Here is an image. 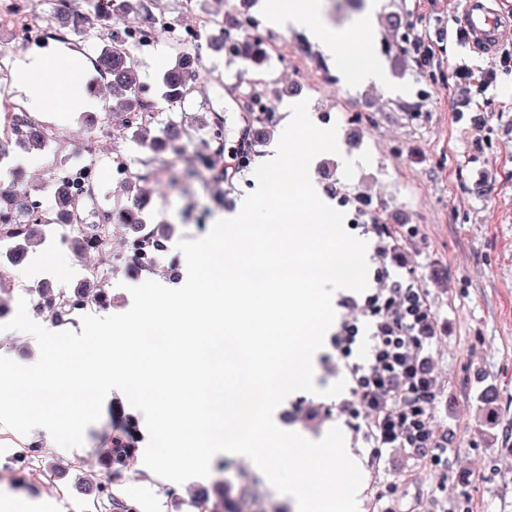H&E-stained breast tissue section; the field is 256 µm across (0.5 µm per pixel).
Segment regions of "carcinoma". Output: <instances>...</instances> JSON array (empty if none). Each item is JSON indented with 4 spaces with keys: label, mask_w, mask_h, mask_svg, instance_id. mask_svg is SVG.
<instances>
[{
    "label": "carcinoma",
    "mask_w": 512,
    "mask_h": 512,
    "mask_svg": "<svg viewBox=\"0 0 512 512\" xmlns=\"http://www.w3.org/2000/svg\"><path fill=\"white\" fill-rule=\"evenodd\" d=\"M236 56L246 61L250 66L258 68L267 60L266 51L259 42L246 40L233 47ZM174 62L162 76L164 97L170 101L186 98L192 91L194 54L182 44L174 46ZM97 73L112 80L113 96L117 100V111L120 113L153 108V105L139 96L144 86L141 72L136 61L115 47H106L101 50L93 62ZM24 131L8 139V148L21 147L27 151L39 152L48 147V140L43 133L45 126L25 117ZM244 126L241 135L232 145L222 142L217 145L212 139H206V153L198 155L201 162H206L210 156L224 154L225 147L242 153L244 151L257 156L260 148L270 136L272 124L260 116H251L243 113ZM217 126H224L223 116L218 112H196L188 117L186 112H177L168 119L162 128V135L147 144L149 156L138 160L142 174L134 176L125 182L130 203L114 209L113 222L107 225L76 224L71 228L70 240L73 249L78 252L92 251L91 242L101 241L120 232L128 242L139 244H159L168 241L172 229L164 224H150L147 222V206L150 200L149 185L155 183L156 172L154 156L169 149L177 148L183 139L190 137V131L203 132L210 135ZM55 214H78L85 210L88 204L95 203L94 195H89L85 201L78 199L73 193L69 183L63 179L54 181ZM29 208L25 196L11 191H0V240L11 241L15 246L14 262L22 261L28 249L40 245L45 237L42 224H19L17 219ZM39 300L38 308L46 309L58 324H65L72 319V308L75 301L86 305H103L108 298V290L98 275V268L89 270L85 280L76 288H55L44 282L37 290ZM497 393L488 388L483 393L478 415L485 419L495 409ZM131 437L117 438L112 441L109 461L112 469L125 470L130 467L133 460ZM248 495L242 490L238 500L230 502L224 482L215 483L212 488H201L191 496L188 505L201 512H241L240 501Z\"/></svg>",
    "instance_id": "1"
}]
</instances>
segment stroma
I'll return each mask as SVG.
<instances>
[{
  "instance_id": "1",
  "label": "stroma",
  "mask_w": 512,
  "mask_h": 512,
  "mask_svg": "<svg viewBox=\"0 0 512 512\" xmlns=\"http://www.w3.org/2000/svg\"><path fill=\"white\" fill-rule=\"evenodd\" d=\"M239 2L153 0L151 9L207 29L237 11ZM14 4L16 22L0 24V52L18 43L22 23L48 26L55 19L53 0H14ZM335 4L336 0H323V21L339 31L352 30L348 46L352 56L361 59L372 50L384 59L385 88L340 76L334 89L315 91L307 69L269 77L241 60L205 49L195 60L193 91L181 109L222 113L226 137L233 140L242 125L236 90H279L274 101L277 120L262 148L268 154L281 137L286 109L307 101L310 119L337 127L345 156L356 160L349 168L343 158L316 156L321 193L332 204L337 198L331 189L337 185L367 197L383 220L399 231L394 250L383 261L395 272L417 279L431 304L429 356L438 378L432 414L438 431L448 438V459L435 465L397 453L378 464L370 449L357 447L352 434H345V445L357 457L362 473L361 512H379L384 505L392 512H432L438 500L453 503L456 512H512V68L500 66L498 56L477 55L457 40L466 0H381L372 19L379 38L372 44L357 29L359 15L338 13ZM85 10L90 24L83 36H57L45 45H31V52L45 49L62 56L75 52L83 59L84 72H92L93 60L111 45L113 30L127 19L118 13L105 18L92 4ZM388 13L403 18L399 30L386 26L383 17ZM171 60L172 49L165 44L138 59L158 120L135 142L99 137L95 152L99 169H106L111 152L137 154L139 143L160 134L172 111L160 82ZM461 63L478 73L495 71L496 79L487 87L462 88L454 73ZM347 107L366 111V121L345 120ZM36 119L56 126L61 143L35 155L16 154L11 181L36 188L49 199L57 157L83 162L82 147L91 131L73 113L60 122L41 113ZM203 148L204 138L198 135L182 149L164 155L148 206L149 223L174 229L173 240L157 255L149 274L171 288L183 285L187 277L177 240L204 236L216 220L235 210L240 197L258 187L251 168L229 182L196 169L195 155ZM65 233L58 225L48 226L38 251L61 254L67 273L47 271L39 276L27 265L13 267L10 282L0 284V299L7 303L0 320L13 318L19 298L36 300L42 281L73 288L82 282L87 266L99 265L96 254L78 256L64 243ZM123 250L122 237H113L111 261L99 265L111 302L105 308L91 307L93 315L123 313L132 304L128 287L136 279L126 269ZM337 361L331 343H324L314 360L316 392L297 391L284 399L274 412L280 429L316 440L332 427H344V414L323 394L340 379ZM488 386L497 389L499 398L496 419L486 424L475 411ZM127 419L141 433L140 450L127 475L112 481L120 502L139 501L144 512H189L186 499L220 477L232 487L249 488V512H297L293 499L235 454H217L210 477L204 479L173 486L157 477L143 463L141 450L148 442L144 417L118 390L107 395L100 419L86 429L83 445L76 448L57 446L42 428L23 435L0 427V501L25 500L32 512H95L75 485L100 481L99 467H87L84 461L107 457L113 436ZM30 445L45 448L46 464L66 471V478L18 487L6 451ZM168 486L174 487L176 498L164 495Z\"/></svg>"
}]
</instances>
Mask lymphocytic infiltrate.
<instances>
[{
  "label": "lymphocytic infiltrate",
  "mask_w": 512,
  "mask_h": 512,
  "mask_svg": "<svg viewBox=\"0 0 512 512\" xmlns=\"http://www.w3.org/2000/svg\"><path fill=\"white\" fill-rule=\"evenodd\" d=\"M375 279L378 287L364 301L347 297L341 302L348 316L334 343L351 393L341 409L355 440L374 456L399 449L440 463L448 456V444L437 434L431 414L437 389L427 367L431 306L415 279L401 278L384 265ZM361 319L372 329L369 358L362 363L351 358Z\"/></svg>",
  "instance_id": "1"
}]
</instances>
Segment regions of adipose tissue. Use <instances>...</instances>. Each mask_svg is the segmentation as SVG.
I'll return each instance as SVG.
<instances>
[{
  "label": "adipose tissue",
  "mask_w": 512,
  "mask_h": 512,
  "mask_svg": "<svg viewBox=\"0 0 512 512\" xmlns=\"http://www.w3.org/2000/svg\"><path fill=\"white\" fill-rule=\"evenodd\" d=\"M321 8V0H288L287 7L275 10L269 15L268 22L276 27L305 30L309 39L319 45L330 61L335 62L337 70L347 74L353 81L378 86L384 84L386 71L380 59L372 56L363 62L355 61L346 48L345 35L334 34L320 23ZM65 72L73 75L77 68L72 64L63 65L60 57L52 53L28 54L17 58L13 63L11 80L15 101L34 111L56 116L71 111L77 103L86 108L99 107V100L84 91L76 97H31L30 90L33 85L58 81Z\"/></svg>",
  "instance_id": "1"
}]
</instances>
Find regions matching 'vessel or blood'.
Here are the masks:
<instances>
[{
  "label": "vessel or blood",
  "instance_id": "obj_1",
  "mask_svg": "<svg viewBox=\"0 0 512 512\" xmlns=\"http://www.w3.org/2000/svg\"><path fill=\"white\" fill-rule=\"evenodd\" d=\"M460 26L469 34V48L493 55L512 36V15L498 9L496 0H468Z\"/></svg>",
  "mask_w": 512,
  "mask_h": 512
}]
</instances>
